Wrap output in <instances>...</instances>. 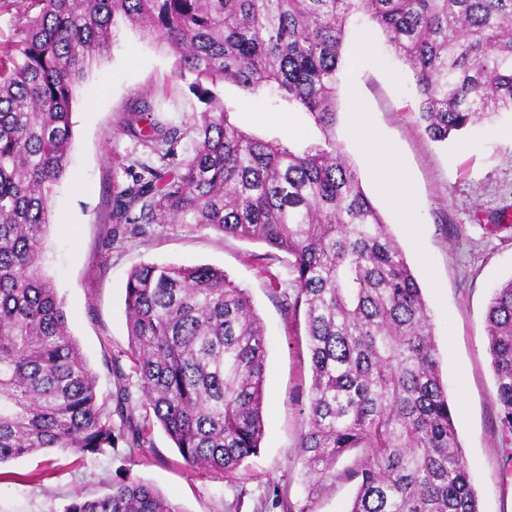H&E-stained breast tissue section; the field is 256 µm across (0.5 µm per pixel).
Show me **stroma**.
Here are the masks:
<instances>
[{"label": "stroma", "instance_id": "obj_1", "mask_svg": "<svg viewBox=\"0 0 512 512\" xmlns=\"http://www.w3.org/2000/svg\"><path fill=\"white\" fill-rule=\"evenodd\" d=\"M37 9L33 0H0V48L23 36ZM366 52H359L362 41ZM336 91V139L359 169L363 188L402 246L437 327L440 374L448 389L458 439L470 465L481 512H512V472L501 470L498 406L487 352L485 313L493 288L512 279V230L493 231L486 217L512 205V112L432 142L417 121L411 73L381 33L351 20ZM169 48L118 21L116 40L75 89L73 145L67 172L53 199V223L42 268L64 303L72 336L96 375L97 393L113 408L111 359L129 347L125 285L143 264H209L246 288L269 342L265 436L245 465L246 478L189 467L159 424L147 449L125 445L86 458L45 454L0 464V512H63L75 497L100 495L110 483L139 479L181 512H345L353 482H325L309 494L298 448L303 420L299 398L311 384L304 329L289 325L282 290L270 273L285 264L259 261L264 244L224 237L191 224H153L102 257L114 180L149 155L116 129L122 112L141 100L155 120L186 133L206 106L192 89L194 75L176 76ZM357 87L371 126L393 147L406 176L407 206L378 187L347 106ZM234 103L233 120L258 137L305 143L318 135L308 116L218 84Z\"/></svg>", "mask_w": 512, "mask_h": 512}]
</instances>
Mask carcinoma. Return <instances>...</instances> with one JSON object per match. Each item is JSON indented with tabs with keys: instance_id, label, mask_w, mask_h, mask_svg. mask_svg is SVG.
<instances>
[{
	"instance_id": "1",
	"label": "carcinoma",
	"mask_w": 512,
	"mask_h": 512,
	"mask_svg": "<svg viewBox=\"0 0 512 512\" xmlns=\"http://www.w3.org/2000/svg\"><path fill=\"white\" fill-rule=\"evenodd\" d=\"M21 40L0 50V464L34 453L83 457L144 448L150 418L193 468L236 473L264 436L267 341L247 291L207 264H147L126 283L129 351L112 358L115 410L42 272L51 199L71 147L74 87L106 52L116 17L174 53L207 105L180 153L175 126L144 100L118 129L156 158L113 182L102 249L149 224H193L287 255L289 320L304 316L312 383L299 448L318 485H357L347 512H480L439 372L436 328L398 241L336 141L346 26L365 17L409 67L433 142L512 112V0H35ZM230 82L301 108L320 133L303 146L231 120ZM512 469V279L486 310ZM132 363L144 406L133 418ZM119 422H114L112 416ZM353 465L336 472L345 454ZM64 512H180L136 479Z\"/></svg>"
}]
</instances>
